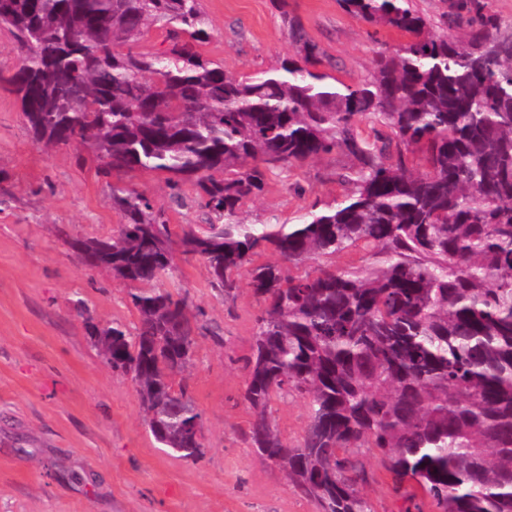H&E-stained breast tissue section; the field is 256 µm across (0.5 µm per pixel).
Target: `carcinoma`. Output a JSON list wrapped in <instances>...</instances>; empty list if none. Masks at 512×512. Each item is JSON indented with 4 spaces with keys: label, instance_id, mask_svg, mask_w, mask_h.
I'll return each mask as SVG.
<instances>
[{
    "label": "carcinoma",
    "instance_id": "1",
    "mask_svg": "<svg viewBox=\"0 0 512 512\" xmlns=\"http://www.w3.org/2000/svg\"><path fill=\"white\" fill-rule=\"evenodd\" d=\"M276 2L295 50L240 79L202 51L201 0H0L17 53L0 84L34 141L83 146L106 177L163 172L178 206L190 182L214 217L174 240L144 194L112 184L123 223L81 258L139 285V320L133 334L116 323L92 335L133 373L156 443L196 459L200 412L173 377L205 326L165 281L177 251L204 261L226 301L244 276L264 302L246 360L248 439L319 512H374L359 490L363 448L439 512H512V28L484 0H459L454 37L412 0H339L409 36L349 85ZM152 26L168 47L142 52ZM374 119L371 141L359 127ZM335 150L351 161L342 199L299 224L241 218L268 169ZM356 248L359 265L291 273ZM267 251L276 260L255 263ZM290 394L308 400L294 448L269 411Z\"/></svg>",
    "mask_w": 512,
    "mask_h": 512
}]
</instances>
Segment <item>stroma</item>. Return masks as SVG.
I'll list each match as a JSON object with an SVG mask.
<instances>
[{"label":"stroma","instance_id":"35a3bbf8","mask_svg":"<svg viewBox=\"0 0 512 512\" xmlns=\"http://www.w3.org/2000/svg\"><path fill=\"white\" fill-rule=\"evenodd\" d=\"M325 70L355 83L372 74L378 51L403 36L370 25L338 0H289ZM211 29L205 55L247 78L293 53L272 0H203ZM350 161L340 151L305 166L274 168L266 188L242 207L251 224H297L334 203ZM124 183L164 210L173 236L209 222L184 184L189 204L174 207L164 175L133 173ZM122 222L95 157L81 146L37 145L15 97L0 90V512H318L285 469L245 439L253 413L243 400L258 299L248 287L224 301L200 259L175 255L179 293L203 313L187 383L203 417L204 448L195 460L169 454L150 435L130 374L112 368L90 326L134 328V286L81 263L70 243L108 239ZM282 440L300 443L304 398L273 399ZM362 486L374 512H433L393 490L381 456L363 451Z\"/></svg>","mask_w":512,"mask_h":512}]
</instances>
